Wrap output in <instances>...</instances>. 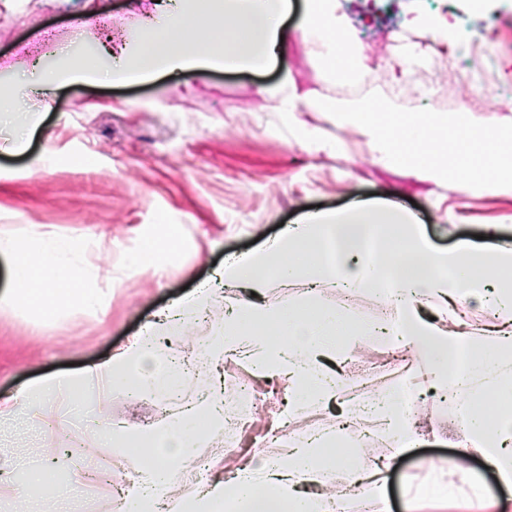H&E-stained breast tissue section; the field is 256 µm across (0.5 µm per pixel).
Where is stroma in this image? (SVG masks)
Wrapping results in <instances>:
<instances>
[{"label":"stroma","mask_w":512,"mask_h":512,"mask_svg":"<svg viewBox=\"0 0 512 512\" xmlns=\"http://www.w3.org/2000/svg\"><path fill=\"white\" fill-rule=\"evenodd\" d=\"M303 2L293 0L286 54L264 72L201 68L188 76L128 84L77 80L55 89L44 110L37 97L21 89L31 65L65 71L71 60L94 59L106 66L102 47L135 39L150 0H70L65 8L56 7L55 0H0V95L14 99L17 107L0 119V293L9 287L7 238L48 231L82 237L86 252L72 262L100 294L98 305L74 307L51 319L0 302L1 397L30 381L94 366L139 333L157 310L184 291L207 285L225 258L247 254L251 242L266 247L310 205L336 211L354 198L387 197L422 218L435 247L470 243L478 235L488 248L512 244L511 194L468 192L452 181H424L375 164L353 129L336 127L321 112H301L297 118L340 137L346 149L308 152L290 140L274 100L257 93L291 75L319 83L323 94L338 99H402L412 111L431 112L441 95L458 106L473 105L475 115L490 124L511 122L512 109L499 110L498 104L512 94V0H482L478 8L472 0H338L360 42L384 61L403 36L430 49L431 32L411 23L419 15L445 20L467 42L490 50L480 61L449 46L444 63L428 68L421 88L406 95L379 69L360 85L320 83L317 47L300 31ZM49 28L57 38L45 54L41 38ZM485 67L493 69L495 82L482 90L472 75ZM19 137L27 146L16 152L12 143ZM161 218L182 227L179 264L159 274L128 272L126 260ZM239 295L225 289L205 322L187 329L175 323L160 327V338L168 341L169 351L190 358L194 343L209 338ZM355 350L357 362L342 365L346 392L405 379L402 361L381 340L365 338ZM224 372L225 387L240 380L265 395L237 443L218 437L201 447L199 457L210 462L215 475L252 454L280 451L281 436L307 430L311 420L330 421L323 407L287 418L282 385L256 377L242 357H225ZM417 409L424 437L407 447L388 473L391 512H437L414 497L430 476V460L441 466L461 463L492 500L493 512H512V491L480 457L459 459L452 406L422 391ZM164 412L150 392H93L83 424L68 416L60 396L50 395L30 415L43 427L37 444L18 435L13 451L52 466L54 486L69 482L81 462L111 470V483L80 487L73 512H113L111 488L129 482L136 462L90 447L88 422L109 420L141 430L161 423Z\"/></svg>","instance_id":"stroma-1"}]
</instances>
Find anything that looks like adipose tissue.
Masks as SVG:
<instances>
[{
	"label": "adipose tissue",
	"instance_id": "1",
	"mask_svg": "<svg viewBox=\"0 0 512 512\" xmlns=\"http://www.w3.org/2000/svg\"><path fill=\"white\" fill-rule=\"evenodd\" d=\"M289 0H171L164 24L145 20L137 50H119L108 71L86 60L74 78L98 73L116 83L146 80L157 72L186 74L201 67L262 69L285 53L283 24ZM303 30L323 48L316 56L320 77L347 80L361 71L352 41L336 14L335 0H306ZM428 66L414 45H403L389 62L392 80L411 91ZM270 98L277 111L325 112L337 124L354 128L373 160L405 173L438 182L455 178L459 188L487 187L512 193V130L495 128L466 109L454 112H400L383 102L329 98L287 77ZM379 250L363 254L368 238ZM83 249L80 237L41 233L11 247L10 302L52 317L76 304L94 306L97 295L85 288L64 257ZM181 256L178 226L158 222L130 258L132 270L157 269ZM225 287L243 289L234 313L214 329L197 362L217 367L225 354L244 352L254 372L288 379L290 414L298 415L335 399L341 388L323 360L343 354L349 342L373 335L392 337L398 347L422 355L419 370L425 390L447 398L458 409L461 454L479 453L512 488V248L487 251L467 244L449 251L433 249L419 218L391 201L351 202L341 213H310L289 226L269 248L226 260L219 274ZM331 281L354 293L370 294L394 310V325H360L346 310L320 304L313 287ZM304 285L301 303L275 304L265 295L272 284ZM492 311L488 332L469 330L456 314L462 305ZM155 331L147 329L123 350L80 374L44 378L0 400V422L18 421L51 392H65L82 403L93 379L111 391L136 394L163 379L180 383L188 374L175 363H158ZM467 350L471 364L458 366ZM375 419L381 434L403 452L420 437L417 413L401 409L393 394L370 396L361 405L340 406L331 429L316 435L290 433L285 451L251 457L232 476L199 473L192 492L177 485L181 465L201 445L223 431L224 398L207 389L199 402L172 411L148 430L98 425L92 446L138 459L130 485L121 495L123 512H336L348 501L353 512L371 504L389 512L384 467H360L336 447V435L349 432L359 416ZM465 471L449 467L448 478L420 487L421 499L450 503L454 512H484L486 496L459 493Z\"/></svg>",
	"mask_w": 512,
	"mask_h": 512
}]
</instances>
